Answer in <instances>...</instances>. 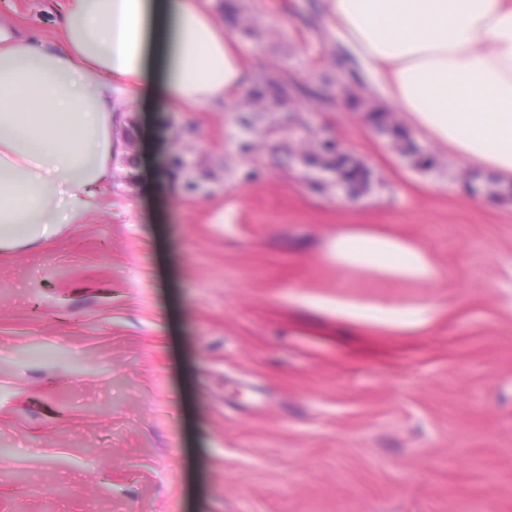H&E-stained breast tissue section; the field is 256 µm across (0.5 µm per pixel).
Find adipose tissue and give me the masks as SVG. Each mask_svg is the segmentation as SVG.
<instances>
[{
	"label": "adipose tissue",
	"instance_id": "1",
	"mask_svg": "<svg viewBox=\"0 0 512 512\" xmlns=\"http://www.w3.org/2000/svg\"><path fill=\"white\" fill-rule=\"evenodd\" d=\"M336 32L407 125L469 165L512 180V0H327ZM169 101L223 103L244 70L198 0H68L58 48L0 23V250L52 235L95 207L116 113L144 97L150 59ZM326 259L352 276L433 284L421 246L363 224ZM336 318L405 331L425 307L336 297Z\"/></svg>",
	"mask_w": 512,
	"mask_h": 512
}]
</instances>
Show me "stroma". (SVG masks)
Here are the masks:
<instances>
[{"label": "stroma", "instance_id": "1", "mask_svg": "<svg viewBox=\"0 0 512 512\" xmlns=\"http://www.w3.org/2000/svg\"><path fill=\"white\" fill-rule=\"evenodd\" d=\"M8 2L58 41L56 0ZM202 2L239 88L179 108L149 70L96 209L0 253V512H512L507 182L466 191L417 131L376 133L312 0ZM274 65L292 85H262ZM327 138L367 171L356 198L307 177ZM346 224L417 242L439 279L349 278L324 257ZM342 292L430 312L343 324Z\"/></svg>", "mask_w": 512, "mask_h": 512}]
</instances>
